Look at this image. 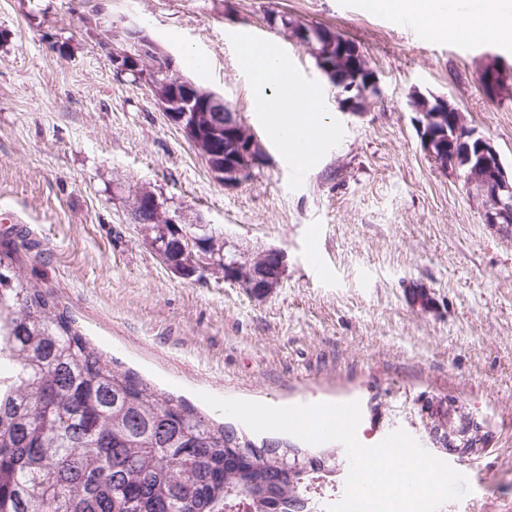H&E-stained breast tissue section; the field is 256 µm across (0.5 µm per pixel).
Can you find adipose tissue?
I'll return each instance as SVG.
<instances>
[{
  "instance_id": "ef3b65f1",
  "label": "adipose tissue",
  "mask_w": 512,
  "mask_h": 512,
  "mask_svg": "<svg viewBox=\"0 0 512 512\" xmlns=\"http://www.w3.org/2000/svg\"><path fill=\"white\" fill-rule=\"evenodd\" d=\"M370 8L415 19L434 38L454 40L512 35V12L500 0H477L475 8L459 13L452 0H369ZM241 61L254 73L253 98L266 120L286 117L275 131L287 160L315 152L322 129L316 114L317 91L296 84L287 67L271 54L250 47L241 51Z\"/></svg>"
}]
</instances>
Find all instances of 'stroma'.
I'll list each match as a JSON object with an SVG mask.
<instances>
[{
  "label": "stroma",
  "mask_w": 512,
  "mask_h": 512,
  "mask_svg": "<svg viewBox=\"0 0 512 512\" xmlns=\"http://www.w3.org/2000/svg\"><path fill=\"white\" fill-rule=\"evenodd\" d=\"M275 13L358 46L381 96L356 112L340 103ZM95 20L138 26L171 52L237 112L265 164L218 182L150 93L115 75ZM255 33L321 94L327 134L298 177L239 59ZM491 55L512 64V37L422 40L366 0H0V235H21L27 279L116 366L215 421L204 395L355 401L362 445L402 429L424 446L422 403L455 401L486 439L464 456L434 449L471 488L438 512H512V233L426 155L410 107L449 98L512 167V99L490 100L480 81ZM139 188L238 259L283 252L281 283L258 298L176 277L131 220Z\"/></svg>",
  "instance_id": "35a3bbf8"
}]
</instances>
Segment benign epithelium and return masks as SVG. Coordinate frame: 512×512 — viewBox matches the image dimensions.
Here are the masks:
<instances>
[{
	"instance_id": "1",
	"label": "benign epithelium",
	"mask_w": 512,
	"mask_h": 512,
	"mask_svg": "<svg viewBox=\"0 0 512 512\" xmlns=\"http://www.w3.org/2000/svg\"><path fill=\"white\" fill-rule=\"evenodd\" d=\"M102 48L112 54V68L119 76L137 70L145 60L164 70L177 69L176 58L136 26H127L120 33L112 34V40L103 42ZM359 65V51L350 49L329 57L320 71L334 79L336 72H349ZM505 66L506 61L497 56L490 57L485 64L482 84L488 97L496 99L502 96L503 89L498 83V75L499 70ZM152 91L156 105L204 155L215 179L232 188L252 176L251 161L260 157L264 149L245 124L234 119L224 123L218 121L224 103L220 95L212 91L198 92L187 78L182 80L179 90L154 85ZM411 105L418 114L417 125L422 145L434 162H440L441 157L446 155L445 147L439 140L440 127L449 122L453 127L464 130L469 140L464 146L466 186L481 202L486 223L512 224V168L505 166L493 142L469 129L462 114L445 97H436L432 101L417 97L412 99ZM224 133L233 140L236 151L227 160L217 162L212 159L211 152L218 149V138ZM284 272V256L278 251L269 250L249 262L236 263L231 271V279L248 293L265 296L268 294V284L278 285ZM446 411V398L432 399L421 407L425 419ZM428 436L436 448H453L463 434L430 428ZM311 462H316L315 456L290 450L280 458V469L291 472Z\"/></svg>"
}]
</instances>
